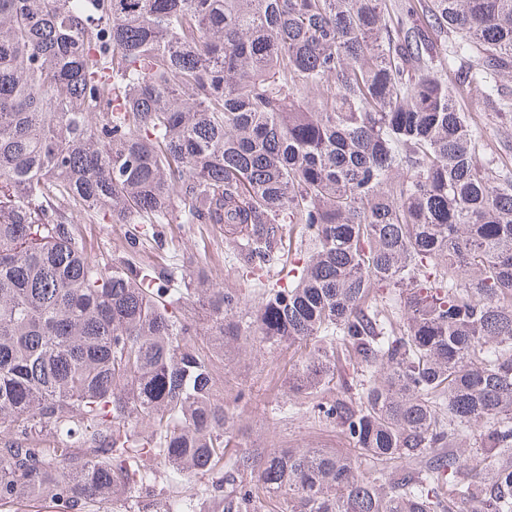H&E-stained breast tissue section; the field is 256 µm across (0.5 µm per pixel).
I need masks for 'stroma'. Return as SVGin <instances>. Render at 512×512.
<instances>
[{"instance_id": "obj_1", "label": "stroma", "mask_w": 512, "mask_h": 512, "mask_svg": "<svg viewBox=\"0 0 512 512\" xmlns=\"http://www.w3.org/2000/svg\"><path fill=\"white\" fill-rule=\"evenodd\" d=\"M457 100L460 108L482 127L487 150L496 154L504 166L512 168V128L502 129L476 94L463 89ZM81 230L87 250L111 262L129 257L146 263L169 259L167 252L157 249L150 241L137 253H129L126 244L129 227L125 224L87 221L82 223ZM159 231L163 238L174 243L177 253L205 267L214 283L254 296L257 286L237 269L223 232L205 224L176 221L160 225ZM296 357L297 352L292 348L284 346L271 351L258 346L246 361L215 360L214 370L220 382L240 383L250 392L248 403L236 410L243 443L256 448H332L348 452L350 441L335 423L318 417L312 399L289 395L288 368ZM224 494V489L217 487L215 477L206 475L186 481L168 473L155 486L142 489L140 496L158 508L168 498L178 496L186 500L189 512H224Z\"/></svg>"}]
</instances>
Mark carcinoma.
<instances>
[{
    "mask_svg": "<svg viewBox=\"0 0 512 512\" xmlns=\"http://www.w3.org/2000/svg\"><path fill=\"white\" fill-rule=\"evenodd\" d=\"M429 2L0 0V512L166 470L226 471L224 512H512V174L446 79L512 125V0ZM78 215L133 250L220 224L285 284L103 264ZM256 343L301 351L350 452L242 446L214 359ZM342 359L360 392L326 397ZM476 429L491 467L455 452Z\"/></svg>",
    "mask_w": 512,
    "mask_h": 512,
    "instance_id": "obj_1",
    "label": "carcinoma"
}]
</instances>
